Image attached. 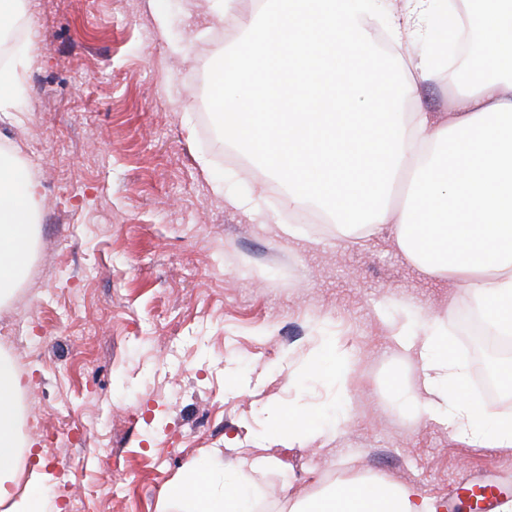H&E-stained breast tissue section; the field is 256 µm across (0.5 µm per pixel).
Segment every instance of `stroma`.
<instances>
[{
    "label": "stroma",
    "instance_id": "1",
    "mask_svg": "<svg viewBox=\"0 0 512 512\" xmlns=\"http://www.w3.org/2000/svg\"><path fill=\"white\" fill-rule=\"evenodd\" d=\"M27 14L0 144L39 184L37 238L0 306L24 337L0 335V350L17 362L24 466L50 474V507L79 496L87 512H176L167 484L214 452L228 472L254 459L244 474L259 512L357 473L413 486L435 512L476 475L512 482V452L470 447L387 385L419 373L392 341L403 312L428 315L462 289L416 273L389 227L355 238L296 221L266 174L215 150L221 119L200 112L224 51L211 0H27ZM451 98L447 78L418 80L404 109L442 112ZM223 176L259 192L257 211L225 207L211 188ZM288 221L299 236L282 232ZM466 312L448 330L474 388L491 359L470 352ZM325 339L354 359L341 398L315 368ZM288 406L317 410V431L267 432L269 410ZM77 417L90 441L46 449L41 432Z\"/></svg>",
    "mask_w": 512,
    "mask_h": 512
}]
</instances>
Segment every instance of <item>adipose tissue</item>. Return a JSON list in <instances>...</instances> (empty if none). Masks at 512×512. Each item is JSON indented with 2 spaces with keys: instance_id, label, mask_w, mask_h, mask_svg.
Listing matches in <instances>:
<instances>
[{
  "instance_id": "ef3b65f1",
  "label": "adipose tissue",
  "mask_w": 512,
  "mask_h": 512,
  "mask_svg": "<svg viewBox=\"0 0 512 512\" xmlns=\"http://www.w3.org/2000/svg\"><path fill=\"white\" fill-rule=\"evenodd\" d=\"M370 2L257 0L246 16L237 0H218L224 53L212 67L224 87L212 105L224 142L285 185L289 210L314 204L337 231L359 238L390 225L414 268L465 289L490 335L512 340V0H406L405 12L386 17L397 48L391 71L373 51ZM453 19L480 31V52L449 73L447 111H403L409 76L431 80L440 71L437 55L407 57L413 32L444 45ZM36 196L15 156L0 151V305L31 259ZM455 309L432 312L420 341L396 335L398 349L420 361L422 379L412 387L396 376L389 387L468 445L512 452V359L498 368L501 405L475 400L448 336ZM20 389L14 357L0 351V503L7 512H49L48 474L22 469ZM217 465L190 460L167 497L179 512H256L243 480L215 484ZM23 472L28 490L11 498L8 485ZM292 512H430V504L411 486L367 474L298 500Z\"/></svg>"
}]
</instances>
